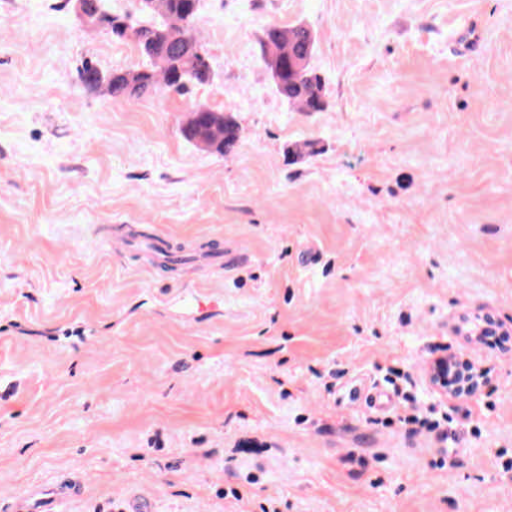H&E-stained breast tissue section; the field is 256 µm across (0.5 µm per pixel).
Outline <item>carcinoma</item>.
<instances>
[{
	"mask_svg": "<svg viewBox=\"0 0 512 512\" xmlns=\"http://www.w3.org/2000/svg\"><path fill=\"white\" fill-rule=\"evenodd\" d=\"M142 18L130 27H141L150 35L137 47L147 59L142 67L114 71L109 81L96 79L97 69L88 65L81 72L83 85L90 89L105 87L115 98L138 100L160 87L179 94L194 85L205 84L212 78L210 64L199 56L198 43L189 34V25L197 13L188 11V0H159L152 4L142 0ZM261 58L271 73L277 91L297 105L302 112H322L325 109L324 86L321 78L308 67L314 49V36L304 26L271 25L259 42ZM187 140L224 155L236 146L238 126L224 113L205 106L193 110V116L183 129Z\"/></svg>",
	"mask_w": 512,
	"mask_h": 512,
	"instance_id": "carcinoma-1",
	"label": "carcinoma"
}]
</instances>
